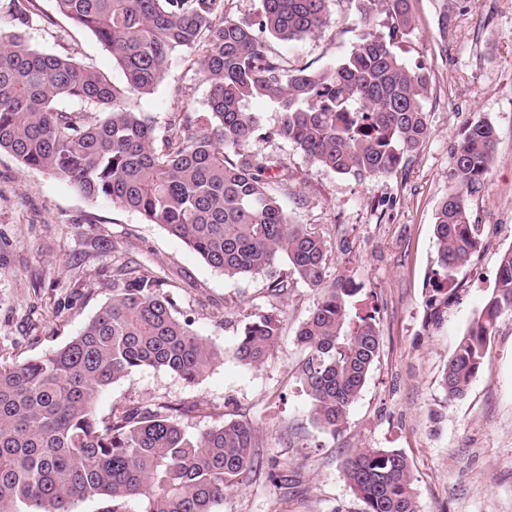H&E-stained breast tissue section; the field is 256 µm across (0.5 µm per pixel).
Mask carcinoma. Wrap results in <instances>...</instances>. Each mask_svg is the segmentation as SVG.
<instances>
[{
    "instance_id": "obj_1",
    "label": "carcinoma",
    "mask_w": 512,
    "mask_h": 512,
    "mask_svg": "<svg viewBox=\"0 0 512 512\" xmlns=\"http://www.w3.org/2000/svg\"><path fill=\"white\" fill-rule=\"evenodd\" d=\"M34 0L5 8L25 24ZM58 11L91 31L112 53L124 83L68 56L26 45L21 32H0V151L28 168L57 175L88 198L105 197L142 214L198 253L224 276H263L274 297L288 280L317 298L296 337L310 417L336 434L359 398L380 353L375 316L352 303L359 289L331 277L320 233L289 222L280 196L288 183L247 151L258 130L256 99L279 105L272 135L297 146L315 165L355 178L392 175L428 136L426 67L408 66L396 48L414 29L410 0H359L360 34L338 64L291 69L268 40L290 43L329 22L326 0H261L256 21L224 16V0H55ZM384 16L381 29L375 17ZM199 53L209 85L208 111L174 112L159 131L136 108L163 79L173 52ZM64 101L97 108L101 117ZM497 150L495 127L477 120L453 148V184L436 213L437 268L426 307L441 319L454 294V273L483 245L470 201L484 186ZM96 252L112 256L110 297L58 349L24 363L0 361V512H72L87 499L124 512L139 498L147 512H215L224 495L264 466L255 429L230 420L196 436L172 407H124L103 420V391L136 370L164 368L188 382L224 351L180 318L167 280L107 238ZM285 273H277L281 265ZM512 313V249L481 312L448 359L441 387L466 395L482 371L500 316ZM279 326L267 317L245 326L235 358L262 364ZM344 472L364 512H419L413 476L396 449L364 448Z\"/></svg>"
}]
</instances>
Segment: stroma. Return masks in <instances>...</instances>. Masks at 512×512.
Returning <instances> with one entry per match:
<instances>
[{
  "label": "stroma",
  "instance_id": "obj_1",
  "mask_svg": "<svg viewBox=\"0 0 512 512\" xmlns=\"http://www.w3.org/2000/svg\"><path fill=\"white\" fill-rule=\"evenodd\" d=\"M39 13L19 25L0 12V31L21 30L28 45L69 55L122 83L112 55L87 29L36 0ZM414 30L400 44L408 65L430 72L429 135L396 174L360 180L311 165L274 137L280 112L256 100L259 130L251 152L288 178L283 205L291 223L327 240L330 271L349 278L356 305L375 314L381 349L340 433L310 418L298 367L296 331L316 297L302 283L284 299L270 297L260 276L225 278L182 241L141 214L103 197L89 199L65 180L0 153V358L23 362L59 348L107 300L102 286L111 260L95 238L127 245L167 278L179 315L224 357L195 382L160 368H142L114 383L97 412L141 403L181 407L179 422L195 435L226 420L249 422L257 453L276 462L225 495L215 512H363L343 462L360 448H394L411 467L420 512H512V314L503 315L464 399L448 401L441 376L449 357L494 286L499 258L512 248V0H410ZM330 23L314 35L277 44L291 67L334 66L357 41L358 0H329ZM51 15L44 23L42 15ZM209 88L197 53L172 54L161 83L137 105L156 127L184 106L203 112ZM483 119L498 134L485 188L470 204L483 227V247L455 275L456 293L439 324H430L425 296L435 267L437 208L450 190L452 151L467 126ZM88 257L80 277L90 296L71 305L72 257ZM269 316L279 343L265 362L234 356L244 326Z\"/></svg>",
  "mask_w": 512,
  "mask_h": 512
}]
</instances>
